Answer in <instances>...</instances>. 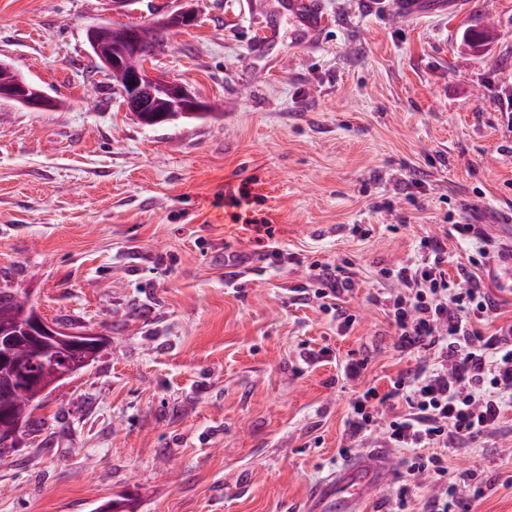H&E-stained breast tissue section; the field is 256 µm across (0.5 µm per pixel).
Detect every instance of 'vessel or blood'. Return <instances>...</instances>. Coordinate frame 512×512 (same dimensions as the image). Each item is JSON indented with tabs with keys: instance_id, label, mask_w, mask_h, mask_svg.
Instances as JSON below:
<instances>
[{
	"instance_id": "vessel-or-blood-1",
	"label": "vessel or blood",
	"mask_w": 512,
	"mask_h": 512,
	"mask_svg": "<svg viewBox=\"0 0 512 512\" xmlns=\"http://www.w3.org/2000/svg\"><path fill=\"white\" fill-rule=\"evenodd\" d=\"M295 22L300 37L307 45H315L326 21L321 0H280L275 10H260L258 16L262 40L274 41L279 34L281 17ZM376 458L355 457L329 480L319 486L313 495L315 512L330 508L331 512H360L365 492L379 484L375 476Z\"/></svg>"
}]
</instances>
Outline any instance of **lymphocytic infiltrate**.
<instances>
[{"label":"lymphocytic infiltrate","mask_w":512,"mask_h":512,"mask_svg":"<svg viewBox=\"0 0 512 512\" xmlns=\"http://www.w3.org/2000/svg\"><path fill=\"white\" fill-rule=\"evenodd\" d=\"M448 239L425 236L407 260L382 268L395 289L374 300L383 306L402 352H419L412 369L391 378L387 391L358 393L347 419L348 435L358 441L380 432L385 447L407 451L408 481L398 488L394 512H410V482L428 477L439 488L420 502V512H472L480 487L448 480V448L477 441L498 429L512 409V323L484 334L498 302L467 267L449 273ZM314 297L335 314L338 331L350 329L355 315L340 300L354 289L350 272L314 262Z\"/></svg>","instance_id":"1"}]
</instances>
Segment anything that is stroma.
Wrapping results in <instances>:
<instances>
[{
	"label": "stroma",
	"instance_id": "obj_1",
	"mask_svg": "<svg viewBox=\"0 0 512 512\" xmlns=\"http://www.w3.org/2000/svg\"><path fill=\"white\" fill-rule=\"evenodd\" d=\"M309 48L257 44L248 0H0V61L54 98L0 100V288L51 322L106 338L95 360L32 413L0 512H305L353 455L389 468L365 512H390L402 451L350 443L355 391L386 390L419 354L397 350L379 271L425 235L472 224L493 247L476 272L512 322V0H451L413 18L371 0H322ZM182 9L193 26L148 58L211 106L148 128L126 112L86 40L91 25L146 24ZM489 32L483 46L464 37ZM253 179L275 242L233 223L225 185ZM252 272L224 280L228 255ZM349 263L358 316L339 334L299 300L314 261ZM326 349L322 362L307 350ZM366 359L362 379L339 366ZM449 475L474 473L476 512H512V411L487 442L456 443Z\"/></svg>",
	"mask_w": 512,
	"mask_h": 512
}]
</instances>
